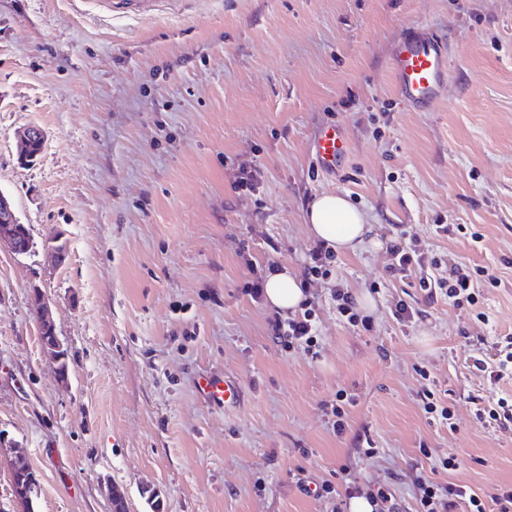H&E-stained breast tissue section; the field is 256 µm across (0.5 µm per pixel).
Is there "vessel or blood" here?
<instances>
[{
	"instance_id": "obj_1",
	"label": "vessel or blood",
	"mask_w": 512,
	"mask_h": 512,
	"mask_svg": "<svg viewBox=\"0 0 512 512\" xmlns=\"http://www.w3.org/2000/svg\"><path fill=\"white\" fill-rule=\"evenodd\" d=\"M392 69L397 95L414 112L434 111L448 84V55L444 40L426 24H410L392 52ZM348 150L344 130L336 125L321 129L312 153L316 164L336 172ZM199 392L206 400L229 406L236 404L240 391L235 381L205 377Z\"/></svg>"
}]
</instances>
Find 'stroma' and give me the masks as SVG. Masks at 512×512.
Masks as SVG:
<instances>
[{
    "mask_svg": "<svg viewBox=\"0 0 512 512\" xmlns=\"http://www.w3.org/2000/svg\"><path fill=\"white\" fill-rule=\"evenodd\" d=\"M414 21L448 43L432 112L393 90L391 52ZM30 125L45 142L25 163ZM329 125L350 141L331 174L311 157ZM244 170L256 192L237 189ZM0 191L34 242L0 252V444L36 471V512H112L110 484L127 512H150L146 487L160 512H333L311 490L343 468L402 512L420 475L482 497L512 486V430L476 424L471 398L492 391L467 364L512 333V0H163L150 18L0 0ZM324 192L372 232L313 288L311 355L274 343L273 310L244 287L271 259L302 272L305 212ZM396 241L440 258V274L480 265L499 282L476 312L425 303L416 278L386 272ZM338 282L369 327L340 317ZM36 289L69 351L65 385ZM402 300L424 318L398 324ZM422 368L453 426L421 409ZM204 375L235 378L239 403L206 401ZM340 391L356 404L339 437L323 406ZM450 455L457 468L440 469ZM38 309L39 331L42 348L51 356L55 363V373L62 381L68 379V370L65 365L67 349L64 342L57 335L51 316L50 298L38 291L32 296Z\"/></svg>",
    "mask_w": 512,
    "mask_h": 512,
    "instance_id": "35a3bbf8",
    "label": "stroma"
}]
</instances>
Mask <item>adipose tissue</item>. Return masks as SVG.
<instances>
[{"label": "adipose tissue", "instance_id": "ef3b65f1", "mask_svg": "<svg viewBox=\"0 0 512 512\" xmlns=\"http://www.w3.org/2000/svg\"><path fill=\"white\" fill-rule=\"evenodd\" d=\"M307 222L314 238L325 240L340 252L355 250L370 232L366 214L334 193L314 199ZM264 296L269 307L282 313L297 310L304 299L298 275L285 267L268 275Z\"/></svg>", "mask_w": 512, "mask_h": 512}]
</instances>
